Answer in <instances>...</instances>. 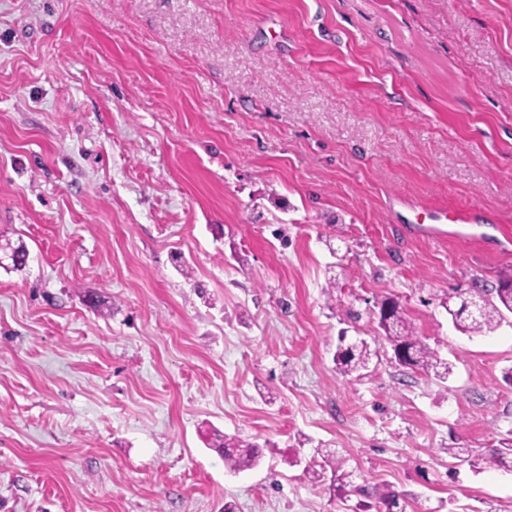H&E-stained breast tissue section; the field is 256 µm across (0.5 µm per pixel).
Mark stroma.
Masks as SVG:
<instances>
[{
    "instance_id": "obj_1",
    "label": "stroma",
    "mask_w": 512,
    "mask_h": 512,
    "mask_svg": "<svg viewBox=\"0 0 512 512\" xmlns=\"http://www.w3.org/2000/svg\"><path fill=\"white\" fill-rule=\"evenodd\" d=\"M6 242L0 512H512V314L445 309L512 270V0H0ZM496 303L481 295V292H476L470 297H462L458 309L451 310L448 308V313L451 315L453 323L465 331L472 332H491L500 324L503 318V310L512 313V273L501 276L499 279V286L495 288ZM482 296L483 311L480 316H469L467 313L462 312V306L465 301L471 298H479ZM469 321L468 323H466ZM387 302L390 303L392 312L389 319L381 321V324L387 330L395 332L394 336H388V338L394 347L395 355L400 353L404 356L402 360L398 359L402 363L396 361L400 365L422 369L427 373L434 372L435 376L440 378L447 376L449 372L448 364L443 362L435 351L431 350L414 334L410 327L405 325L399 304L394 300L386 301L383 304ZM440 369H443V371H440ZM372 355L364 341L348 344L346 347L338 346L336 363L345 374H352L366 367ZM224 452V465L234 471H244L255 466L261 453L252 443L233 441L232 438L224 437L221 446ZM321 455L323 464H321L320 467L322 469H324V467H329L331 469L335 477L334 490L336 492V495L338 497H343L349 492L347 490V486L350 485V481H347V479H349V477L351 476L349 472L344 471L345 461L341 457H338L337 455L334 456L333 453L326 452V454L321 453Z\"/></svg>"
}]
</instances>
